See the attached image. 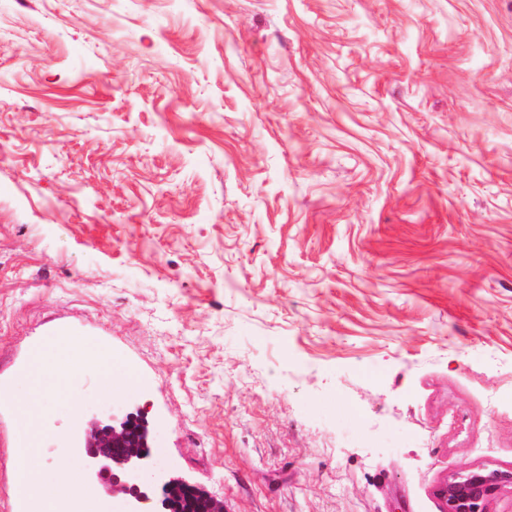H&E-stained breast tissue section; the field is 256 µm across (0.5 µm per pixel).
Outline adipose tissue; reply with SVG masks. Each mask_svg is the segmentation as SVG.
I'll use <instances>...</instances> for the list:
<instances>
[{
    "mask_svg": "<svg viewBox=\"0 0 512 512\" xmlns=\"http://www.w3.org/2000/svg\"><path fill=\"white\" fill-rule=\"evenodd\" d=\"M87 363L95 364L102 370L108 388L128 390L137 382L135 374L119 369L106 351L79 347L66 339L59 340L53 351L37 353L32 359L28 374L37 378L54 377L57 384L62 386L71 380L80 366ZM13 466L24 479L30 498L40 501L43 512H52L53 503L44 498L45 468L34 449H20Z\"/></svg>",
    "mask_w": 512,
    "mask_h": 512,
    "instance_id": "ef3b65f1",
    "label": "adipose tissue"
}]
</instances>
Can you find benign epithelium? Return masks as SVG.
Returning a JSON list of instances; mask_svg holds the SVG:
<instances>
[{
    "label": "benign epithelium",
    "instance_id": "7a95c632",
    "mask_svg": "<svg viewBox=\"0 0 512 512\" xmlns=\"http://www.w3.org/2000/svg\"><path fill=\"white\" fill-rule=\"evenodd\" d=\"M152 448V433L141 411L117 424H97L85 437V452L96 467V479L105 492L125 498L128 512H144L143 505L156 496L165 512H224L221 503L185 479L171 478L158 490L140 481ZM509 482L512 471L455 472L438 490L441 512H489L488 503Z\"/></svg>",
    "mask_w": 512,
    "mask_h": 512
}]
</instances>
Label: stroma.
I'll return each instance as SVG.
<instances>
[{"mask_svg":"<svg viewBox=\"0 0 512 512\" xmlns=\"http://www.w3.org/2000/svg\"><path fill=\"white\" fill-rule=\"evenodd\" d=\"M140 408L227 512H441L512 467V0H0V390ZM0 401V512L24 447ZM92 363L98 366L105 378V385L109 390L114 388L131 389L135 386L137 378L128 370L112 363V358L104 350H93L74 345L68 339H60L52 352H38L32 359L30 368L23 375V379L31 377L42 378L54 376L57 390L67 384L80 366ZM512 486V471L463 470L451 475L438 490L441 512H489L487 505L505 483Z\"/></svg>","mask_w":512,"mask_h":512,"instance_id":"1","label":"stroma"}]
</instances>
